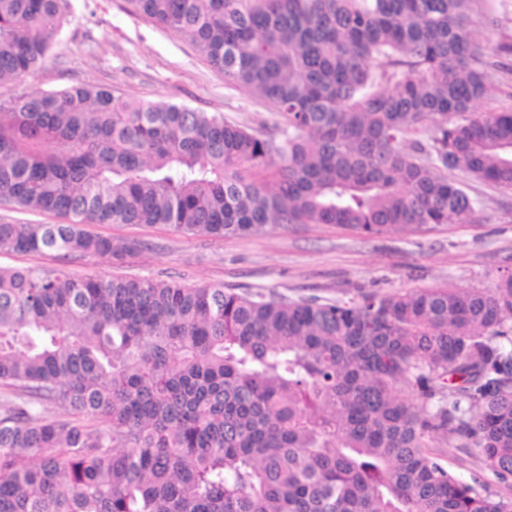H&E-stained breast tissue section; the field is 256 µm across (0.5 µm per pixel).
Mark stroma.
<instances>
[{
    "label": "stroma",
    "mask_w": 512,
    "mask_h": 512,
    "mask_svg": "<svg viewBox=\"0 0 512 512\" xmlns=\"http://www.w3.org/2000/svg\"><path fill=\"white\" fill-rule=\"evenodd\" d=\"M70 15L50 59L24 84L0 82V102L80 84L107 86L126 97L183 103L224 114L239 125L273 129L272 114L251 90L225 82L192 41L128 14L124 0H69ZM470 28L483 45L487 94L474 113L512 109V0H473ZM475 215L466 224L367 236L334 224L272 226L247 236L192 235L167 225L95 224L94 233L136 239L146 247L118 261L71 260L55 253L0 252L1 267H65L104 279H172L238 292L274 289L292 298L346 297L452 285L491 289L512 273V189L468 178ZM448 468L512 501V488L484 468L476 448L449 441Z\"/></svg>",
    "instance_id": "obj_1"
}]
</instances>
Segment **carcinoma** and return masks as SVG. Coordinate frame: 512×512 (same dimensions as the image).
I'll use <instances>...</instances> for the list:
<instances>
[{"label": "carcinoma", "instance_id": "obj_1", "mask_svg": "<svg viewBox=\"0 0 512 512\" xmlns=\"http://www.w3.org/2000/svg\"><path fill=\"white\" fill-rule=\"evenodd\" d=\"M472 0H125L278 120L264 134L71 86L0 103V251L123 259L87 224L241 235L466 223L460 171L512 188ZM68 0H0V82ZM430 126L427 142L409 135ZM512 481V276L346 300L0 267V512H512L436 440ZM17 221H29L39 224H56L61 220L49 214L20 213L6 206H0V223H15Z\"/></svg>", "mask_w": 512, "mask_h": 512}]
</instances>
